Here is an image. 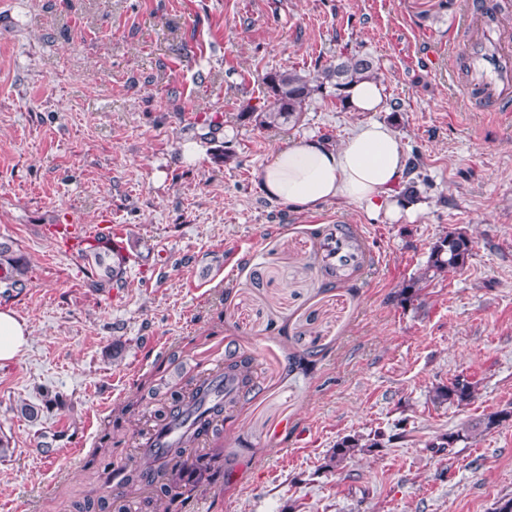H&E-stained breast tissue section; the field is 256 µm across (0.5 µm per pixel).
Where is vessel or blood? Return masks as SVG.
<instances>
[{"instance_id":"1","label":"vessel or blood","mask_w":512,"mask_h":512,"mask_svg":"<svg viewBox=\"0 0 512 512\" xmlns=\"http://www.w3.org/2000/svg\"><path fill=\"white\" fill-rule=\"evenodd\" d=\"M473 71L483 85L492 89L503 108L512 107V44L505 42L498 30L487 28L472 45ZM323 258L337 272L356 266L360 256L349 235L343 232L328 237L323 244ZM203 387L190 405L174 407L166 419L154 426L144 442V451L154 464H163L169 449L187 441L205 444L210 435L216 410L239 393L240 381L225 377L221 363L202 368Z\"/></svg>"}]
</instances>
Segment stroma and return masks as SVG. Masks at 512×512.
Returning <instances> with one entry per match:
<instances>
[{
	"mask_svg": "<svg viewBox=\"0 0 512 512\" xmlns=\"http://www.w3.org/2000/svg\"><path fill=\"white\" fill-rule=\"evenodd\" d=\"M476 3L0 0V242L28 262L23 287L0 284L28 332L0 362V512L132 510L115 485L154 410L200 364L244 357L250 390L208 441L224 457L181 512H494L512 498V420L480 429L512 410V112L464 94ZM354 54L379 69L380 112L325 91L297 124L260 125L267 73L314 77ZM370 117L416 165L411 217L264 197L284 141L338 146ZM105 213L129 257L121 288L94 287L55 230ZM338 229L364 257L341 277L320 250ZM455 229L474 242L466 266L428 270ZM458 375L474 400L434 402ZM467 429L449 452L426 446ZM376 431L390 443L327 470L337 442Z\"/></svg>",
	"mask_w": 512,
	"mask_h": 512,
	"instance_id": "obj_1",
	"label": "stroma"
}]
</instances>
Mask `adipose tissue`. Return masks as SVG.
Returning <instances> with one entry per match:
<instances>
[{"label":"adipose tissue","instance_id":"adipose-tissue-1","mask_svg":"<svg viewBox=\"0 0 512 512\" xmlns=\"http://www.w3.org/2000/svg\"><path fill=\"white\" fill-rule=\"evenodd\" d=\"M408 179L400 139L371 118L339 146L307 138L287 142L260 171L265 198L296 212L315 214L339 200L367 217L391 221L413 209L400 195Z\"/></svg>","mask_w":512,"mask_h":512}]
</instances>
